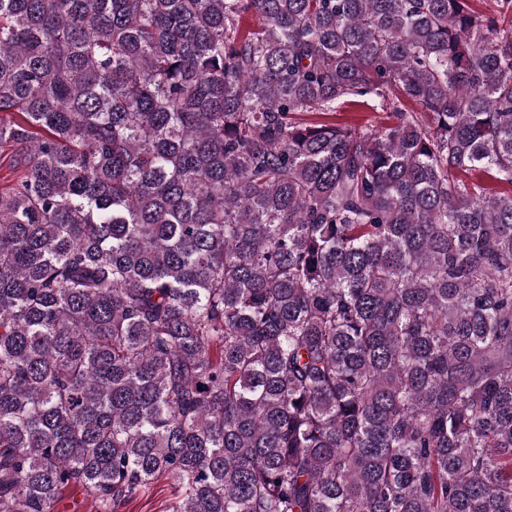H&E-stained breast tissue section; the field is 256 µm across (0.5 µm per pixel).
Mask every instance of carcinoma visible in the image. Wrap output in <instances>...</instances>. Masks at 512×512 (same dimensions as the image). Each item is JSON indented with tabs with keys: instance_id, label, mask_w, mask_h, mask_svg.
<instances>
[{
	"instance_id": "cac0c4a2",
	"label": "carcinoma",
	"mask_w": 512,
	"mask_h": 512,
	"mask_svg": "<svg viewBox=\"0 0 512 512\" xmlns=\"http://www.w3.org/2000/svg\"><path fill=\"white\" fill-rule=\"evenodd\" d=\"M493 2L0 0V512H512ZM336 120L349 123L382 125L392 119L387 112H375L367 106H345L336 112ZM175 488L172 479L162 480L122 503L115 512H164ZM98 505L80 488H71L58 504L56 512H96Z\"/></svg>"
}]
</instances>
